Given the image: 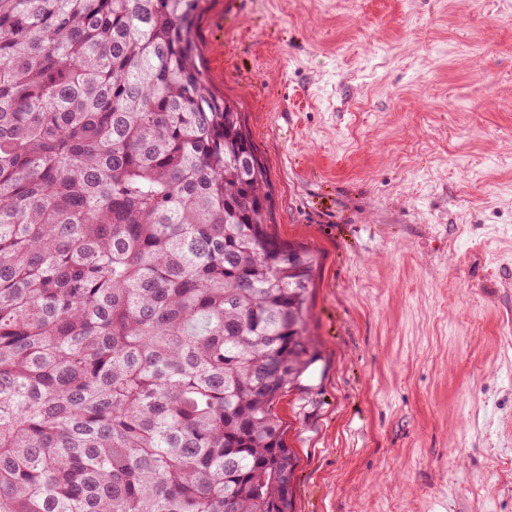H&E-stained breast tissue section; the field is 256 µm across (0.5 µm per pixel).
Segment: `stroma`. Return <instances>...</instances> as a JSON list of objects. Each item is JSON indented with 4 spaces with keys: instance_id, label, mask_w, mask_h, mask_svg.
<instances>
[{
    "instance_id": "stroma-1",
    "label": "stroma",
    "mask_w": 512,
    "mask_h": 512,
    "mask_svg": "<svg viewBox=\"0 0 512 512\" xmlns=\"http://www.w3.org/2000/svg\"><path fill=\"white\" fill-rule=\"evenodd\" d=\"M195 37L316 258L294 512H512V0H205Z\"/></svg>"
}]
</instances>
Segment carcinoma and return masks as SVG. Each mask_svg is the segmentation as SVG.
<instances>
[{
    "instance_id": "cac0c4a2",
    "label": "carcinoma",
    "mask_w": 512,
    "mask_h": 512,
    "mask_svg": "<svg viewBox=\"0 0 512 512\" xmlns=\"http://www.w3.org/2000/svg\"><path fill=\"white\" fill-rule=\"evenodd\" d=\"M201 0H0V512H292L314 255Z\"/></svg>"
}]
</instances>
